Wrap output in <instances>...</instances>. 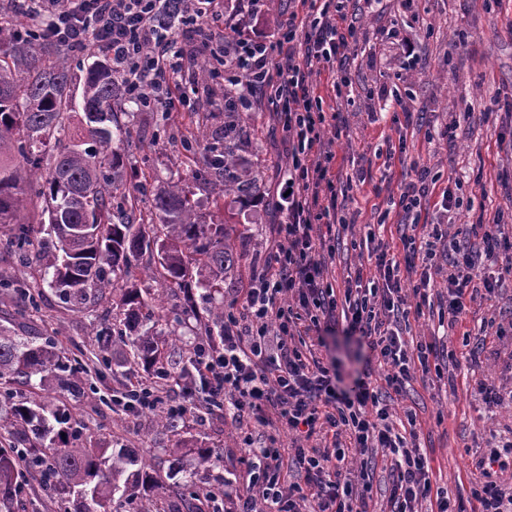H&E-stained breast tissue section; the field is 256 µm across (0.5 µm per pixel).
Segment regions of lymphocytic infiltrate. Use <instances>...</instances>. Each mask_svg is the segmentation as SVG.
<instances>
[{"label":"lymphocytic infiltrate","instance_id":"1","mask_svg":"<svg viewBox=\"0 0 512 512\" xmlns=\"http://www.w3.org/2000/svg\"><path fill=\"white\" fill-rule=\"evenodd\" d=\"M30 2L29 39L71 50L102 48L124 73L129 97L142 99L144 108L189 105L185 73L193 52L223 67L230 111L251 110L256 92L269 94L288 134L289 193L285 219L276 227V248L254 273L241 313L225 317L219 343H199L190 357L207 405L298 441L289 457L273 442L249 449V480L234 490V512H301L306 502L312 503L311 512H370L371 483L357 489L349 477L347 457L353 448L366 453L368 476L375 468L374 452L389 457L392 512H418V504L430 497L438 512H465L451 508L444 494H433L416 432L395 430L382 395L386 389L402 392L415 372H429L431 358L443 355L432 344L409 352L403 338L407 296L416 297L422 307L429 302L431 272L418 270L417 262L431 249L434 230L403 224L398 245L378 239L371 250L374 264L348 272L343 300H336L324 283L326 234L317 225L327 217L345 227L350 220L345 214L348 189L338 186L336 156L323 139L327 116L315 77L325 72L335 78L356 43L357 30L347 17L357 0H299L301 9L289 13L280 38L254 35L245 21L230 44L216 40L211 29L224 16V0ZM181 24L195 32L192 48L178 39ZM342 87L335 78L334 91ZM435 187L427 169L411 165L408 181L399 187V208L412 213L430 200ZM499 223V217H492L481 227L480 243L466 234L448 252L451 322L463 320L468 300L478 291L491 294L512 282V244L500 237ZM410 277L415 283L407 292L402 282ZM290 294L296 299L292 306L285 302ZM303 315L315 327L344 318L348 330L391 366L385 388L365 379L351 389L338 388L329 366L304 356L290 342ZM112 402L129 412L161 406L174 416L187 411L185 405L170 403L164 388L143 382L127 385ZM499 462L492 448L478 463L480 480L472 497L479 512H512V492L494 479Z\"/></svg>","mask_w":512,"mask_h":512}]
</instances>
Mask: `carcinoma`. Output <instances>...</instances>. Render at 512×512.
I'll list each match as a JSON object with an SVG mask.
<instances>
[{
	"instance_id": "cac0c4a2",
	"label": "carcinoma",
	"mask_w": 512,
	"mask_h": 512,
	"mask_svg": "<svg viewBox=\"0 0 512 512\" xmlns=\"http://www.w3.org/2000/svg\"><path fill=\"white\" fill-rule=\"evenodd\" d=\"M69 58L55 44L36 48L25 27L0 19V228L18 257L34 245V225L22 213L47 218L44 272L65 300L81 302L102 294L129 275L131 258H157L156 274L166 288L188 296L201 288L206 306L191 305L206 336L224 335V279L238 268L240 254L229 243L232 214L215 204L210 222L200 219L181 181H160L154 217L144 220L130 193L118 194L127 166L124 123L114 105L125 82L106 58L93 61L82 83L85 122L71 126ZM236 122L230 115L223 134L205 146L210 161L203 179L236 199L257 196L258 179L228 145ZM122 328L114 334L133 349L137 364L170 377L187 373L178 362L163 363L157 334L140 289L128 285L120 297ZM83 384L79 368L54 339L37 343L0 328V508L12 512L25 491L21 464L46 490L61 495V512H184L199 497L187 477L178 498L147 470L128 472L137 453L110 454L68 426V413L37 401L14 399L13 386L75 393Z\"/></svg>"
}]
</instances>
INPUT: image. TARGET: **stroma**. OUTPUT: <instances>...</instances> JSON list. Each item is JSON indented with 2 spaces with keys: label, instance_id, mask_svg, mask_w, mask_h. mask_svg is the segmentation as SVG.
Segmentation results:
<instances>
[{
  "label": "stroma",
  "instance_id": "35a3bbf8",
  "mask_svg": "<svg viewBox=\"0 0 512 512\" xmlns=\"http://www.w3.org/2000/svg\"><path fill=\"white\" fill-rule=\"evenodd\" d=\"M351 20L358 41L338 73L350 92L325 103L339 112L344 129L326 127L336 164L354 178L348 208L356 213L353 227L341 231L335 260L326 273L335 293H342L347 270L369 261L368 233L384 238L396 234L403 221L400 209H388L411 163L427 167L438 178V189H451L461 205L447 211L427 205L418 214L422 224L435 225L439 237L425 265H445L449 244L459 231L481 218L500 214V231L512 240V0H379L358 4ZM411 38L419 59L409 62L402 40ZM189 76L198 84L188 107L178 112L158 108L135 114L124 182L135 188L154 174L187 184L198 210L209 215L215 195L212 185L193 179L206 163L201 137L222 131L224 110L212 94L215 82L200 61L189 58ZM238 155L259 173L256 203H232L234 222L227 230L242 259L224 283L225 312H239L253 270L267 259L274 243L275 224L284 219L274 203L285 191L281 168L288 160V136L270 104L239 115ZM373 179L359 183L363 171ZM0 276L23 278L30 296L22 298L0 289V325L24 335L54 337L68 357L86 364L107 358V365L86 374L87 395L51 394V405L66 404L72 422L102 447L134 448L142 466L161 480L169 495L179 492L180 476L192 475L210 500L206 512H226L227 502L211 498V491L237 486L246 479L245 451L261 445L260 429L247 428L223 410L206 407L200 384L192 376L171 377L165 384L171 400L188 406L175 426L158 422L162 409L132 414L112 404L133 381H157L156 373L129 360L130 349L116 342L108 346L90 341L91 329H103L120 318L119 292L72 305L61 300L37 270L18 261L7 234L0 233ZM138 288L150 289L148 308L158 320L163 360L184 358L199 338L194 320L177 323L189 305L177 288L154 290L152 279L137 275ZM433 307L410 319V344L444 343L453 360H440L436 369L416 377L387 404L392 419L406 412L417 417L420 447L429 464L433 489L446 492L451 503H464L473 512L471 480L488 449L512 439V401L492 403L475 383L486 379L502 393L512 392V332L488 338L479 359H471L464 334H477L483 318L495 316L512 325V284L494 294H478L462 324L448 321L444 278H435L429 292ZM308 351L323 362H337L344 386H351L364 364L359 345L346 336L344 320L333 332L310 333ZM214 449L219 465L200 464L197 448Z\"/></svg>",
  "mask_w": 512,
  "mask_h": 512
}]
</instances>
